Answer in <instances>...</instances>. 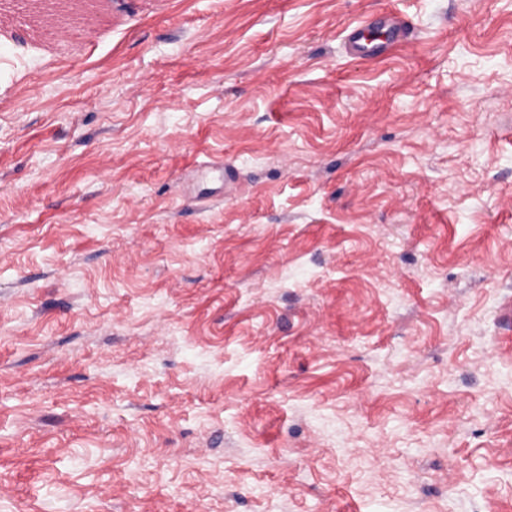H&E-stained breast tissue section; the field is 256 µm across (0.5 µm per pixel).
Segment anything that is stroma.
I'll return each mask as SVG.
<instances>
[{"label":"stroma","mask_w":512,"mask_h":512,"mask_svg":"<svg viewBox=\"0 0 512 512\" xmlns=\"http://www.w3.org/2000/svg\"><path fill=\"white\" fill-rule=\"evenodd\" d=\"M77 15L0 0V512H512V0ZM376 25L365 22L358 26L349 28V41L352 46V53L356 57L379 56L388 51L391 47L402 42L404 31L401 27H392L388 37L382 43H374L371 32Z\"/></svg>","instance_id":"35a3bbf8"}]
</instances>
